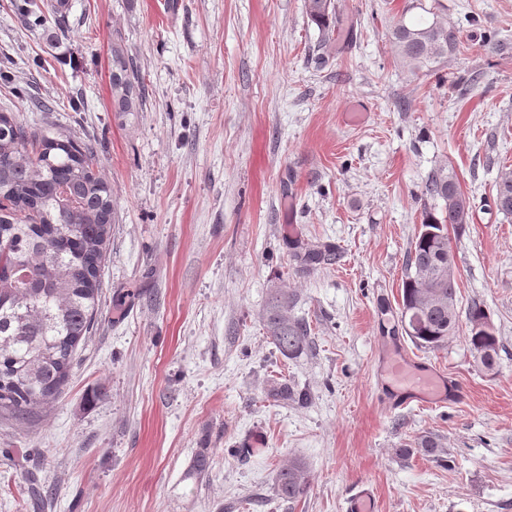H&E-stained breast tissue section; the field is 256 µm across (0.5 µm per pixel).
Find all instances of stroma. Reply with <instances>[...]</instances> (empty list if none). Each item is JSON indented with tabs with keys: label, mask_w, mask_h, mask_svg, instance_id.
Instances as JSON below:
<instances>
[{
	"label": "stroma",
	"mask_w": 512,
	"mask_h": 512,
	"mask_svg": "<svg viewBox=\"0 0 512 512\" xmlns=\"http://www.w3.org/2000/svg\"><path fill=\"white\" fill-rule=\"evenodd\" d=\"M415 2L334 0L325 40L305 0H68L32 28L0 0V111L95 147L117 213L61 397L0 418V512H345L363 482L378 512H512V215L495 205L512 175V0H442L459 45L427 74L390 39ZM116 42L145 87L124 116ZM440 170L472 203L448 244L458 311L483 303L499 340L491 371L466 327L428 349L401 326L422 189ZM320 244L336 264L300 272L297 247ZM277 288L311 327L290 359L261 321ZM387 338L462 398L390 409L375 357ZM279 377L308 401L268 398ZM202 448L213 463L195 478ZM292 459L312 481L290 504L274 479Z\"/></svg>",
	"instance_id": "35a3bbf8"
}]
</instances>
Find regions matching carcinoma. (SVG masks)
<instances>
[{
  "label": "carcinoma",
  "instance_id": "cac0c4a2",
  "mask_svg": "<svg viewBox=\"0 0 512 512\" xmlns=\"http://www.w3.org/2000/svg\"><path fill=\"white\" fill-rule=\"evenodd\" d=\"M306 14L322 35L336 28L332 0H305ZM20 10L38 21L55 13L49 4L26 0ZM442 5L400 18L391 30L393 45L410 70L430 72L448 62L458 46L457 26L441 16ZM112 97L115 111H137L142 98L133 59L112 46ZM96 151L62 131L29 133L19 117L0 113V417L26 419L56 401L72 372L76 351L90 335L100 290V269L116 211L111 186L96 172ZM423 196L443 201L441 211L424 209L421 230L408 253L413 274L402 288V309L419 318L408 335L423 347L441 346L458 327L456 278L448 248V225L463 230L470 201L451 175L429 177ZM496 205L512 215V177L501 180ZM339 258L331 246L295 254L311 272ZM293 297L278 290L262 312L266 335L290 358L307 348L310 326L291 315ZM468 341L483 367L494 369L498 338L486 309L473 302L466 310ZM268 396L304 402L308 394L275 382ZM211 454L202 448L191 472L208 474ZM311 475L304 463L279 468L275 490L294 501L304 495Z\"/></svg>",
  "mask_w": 512,
  "mask_h": 512
}]
</instances>
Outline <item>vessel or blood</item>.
<instances>
[{"instance_id": "1", "label": "vessel or blood", "mask_w": 512, "mask_h": 512, "mask_svg": "<svg viewBox=\"0 0 512 512\" xmlns=\"http://www.w3.org/2000/svg\"><path fill=\"white\" fill-rule=\"evenodd\" d=\"M377 365L385 398L392 409L444 406L460 397V386L453 377L412 356L402 341L382 342ZM346 512H377L373 489L366 484L359 486L349 496Z\"/></svg>"}]
</instances>
